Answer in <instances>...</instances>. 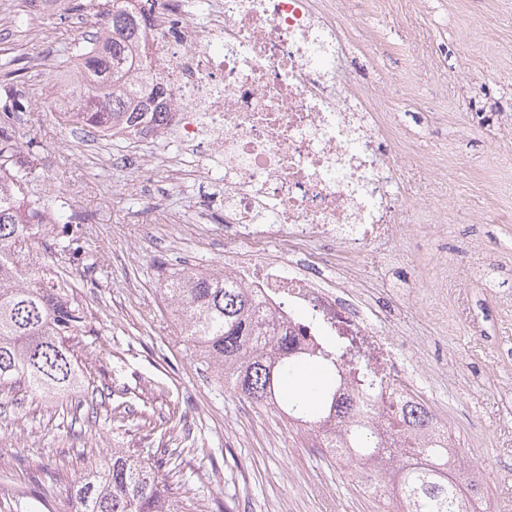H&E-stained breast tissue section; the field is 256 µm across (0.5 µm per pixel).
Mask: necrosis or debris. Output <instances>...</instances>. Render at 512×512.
Wrapping results in <instances>:
<instances>
[{
    "label": "necrosis or debris",
    "mask_w": 512,
    "mask_h": 512,
    "mask_svg": "<svg viewBox=\"0 0 512 512\" xmlns=\"http://www.w3.org/2000/svg\"><path fill=\"white\" fill-rule=\"evenodd\" d=\"M336 32L312 0H153L149 53L165 75L171 123L194 176L224 186V274L253 289L272 318L290 322L295 353L335 336L368 365L375 388L361 414L381 430L386 414L418 392L395 346L390 319L368 308L366 281L349 255L411 237L388 191L369 100L357 81L336 80ZM401 439L448 451L459 512H486L447 419ZM393 451L356 468L384 512H406L389 491Z\"/></svg>",
    "instance_id": "obj_1"
}]
</instances>
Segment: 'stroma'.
Here are the masks:
<instances>
[{
	"mask_svg": "<svg viewBox=\"0 0 512 512\" xmlns=\"http://www.w3.org/2000/svg\"><path fill=\"white\" fill-rule=\"evenodd\" d=\"M317 11L335 16L348 48L342 66L359 75L380 114L383 143L413 158L397 164L394 177L405 187L402 219L414 240L381 245L373 267L355 265L365 268L372 303L387 309L413 364L445 358L455 366V384L434 388L427 400L457 431L479 433L480 443L463 453L489 472L481 491L493 512H512V438L502 433L512 426V403L496 392L497 382L512 380V363L498 358L512 346V325L497 311L500 297H512V272L496 268L512 251V222L484 217L490 208L512 213V166L502 162L512 154V0H380L373 9L368 0H319ZM87 33L80 12L52 0L26 9L0 0V50L9 55L54 59ZM18 80L42 111L40 122L20 129L37 143L44 178L33 188L106 261L83 257L70 273L95 330L78 352L90 388L63 398L0 391V512L34 490L50 512H64L69 484L118 446L154 459L172 488L177 478L163 450L186 449L195 471L188 495L207 512H375L350 472L313 456L306 437L274 412L216 383L167 317L160 268L224 269L223 214L212 205L222 186L188 173L177 182L162 170L141 175V155H174L177 145L93 139L57 122L50 71L31 66ZM441 183L446 194L426 199ZM162 209L180 214L195 234H170L158 221ZM428 224L447 225L446 240L425 235ZM473 242L486 265L461 291L462 318L443 355L426 311L436 261L445 250L465 265ZM120 404L129 417L116 416Z\"/></svg>",
	"mask_w": 512,
	"mask_h": 512,
	"instance_id": "1",
	"label": "stroma"
}]
</instances>
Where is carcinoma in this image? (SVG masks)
I'll use <instances>...</instances> for the list:
<instances>
[{
    "mask_svg": "<svg viewBox=\"0 0 512 512\" xmlns=\"http://www.w3.org/2000/svg\"><path fill=\"white\" fill-rule=\"evenodd\" d=\"M130 2L81 0L76 10L90 19L92 31L83 45L58 54L56 111L101 140L140 135L141 123L161 126L168 119L166 112L149 111L164 88L163 75L148 64V16ZM103 19L110 22L104 36L98 29ZM8 85L0 105V388L22 383L35 393L67 395L87 381L73 342L90 332L88 307L66 277L67 260L99 251L84 249L64 228L51 261L33 262L36 233L69 221L49 196L31 190L39 175L22 160L8 127L35 108L18 82ZM159 292L196 356L240 397L311 431L347 414L353 447L362 454L379 447L371 425L336 399V362H348L341 345L320 356L292 357L287 333L259 318L253 291L226 281L222 272L170 271ZM306 367L321 375L317 390L285 393ZM444 460L441 448L398 449V491L408 512H457ZM67 503L71 512H188L150 460L122 448L70 484Z\"/></svg>",
    "mask_w": 512,
    "mask_h": 512,
    "instance_id": "cac0c4a2",
    "label": "carcinoma"
}]
</instances>
